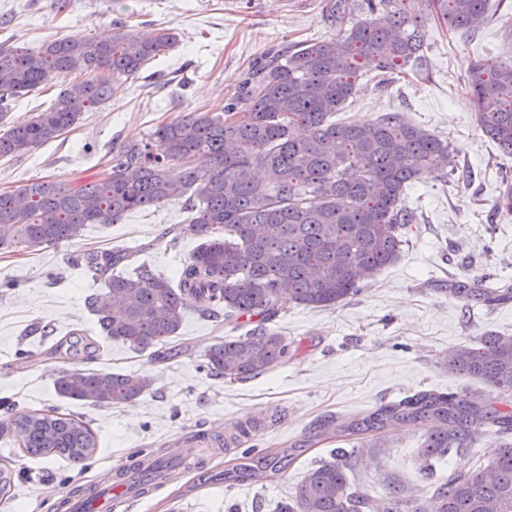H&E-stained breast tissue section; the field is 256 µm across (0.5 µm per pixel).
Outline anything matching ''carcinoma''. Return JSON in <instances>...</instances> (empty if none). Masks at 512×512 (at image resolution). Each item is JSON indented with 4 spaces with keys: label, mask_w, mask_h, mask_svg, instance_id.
I'll use <instances>...</instances> for the list:
<instances>
[{
    "label": "carcinoma",
    "mask_w": 512,
    "mask_h": 512,
    "mask_svg": "<svg viewBox=\"0 0 512 512\" xmlns=\"http://www.w3.org/2000/svg\"><path fill=\"white\" fill-rule=\"evenodd\" d=\"M488 0H428L448 29L478 32ZM362 14L364 18L354 20ZM330 17L341 35L266 52L215 114L189 112L112 154L110 172L80 187L35 181L0 192V249L36 248L79 239L88 224L109 225L141 208L187 196L194 216L178 229L203 239L177 281L133 254L110 250L83 255L104 289L87 298L102 337L143 351L176 335L188 307L211 318H256L245 333L213 344L206 354L215 375L244 382L287 363L298 348L267 323L288 300L331 309L370 286L395 264L416 211L406 189L432 170L457 175L448 139L396 113L365 122L332 117L355 95L364 64L381 77L426 65L424 19L419 0H333ZM177 33L159 28L143 36L116 24L96 38L62 36L37 49L0 43V127L16 99L67 76L80 81L62 90L31 120L0 130V159L28 153L62 136L92 106L112 98L143 68L176 46ZM469 92L485 135L512 156V61L487 59L470 70ZM180 169L172 173L173 167ZM497 215H512V183L493 202ZM232 233L229 241L217 230ZM495 302L512 293L486 276L471 288L452 285ZM448 369L479 381L486 394L512 391V337L488 333L478 346L448 352ZM67 398L93 406L131 403L152 381L131 373L73 369L56 382ZM426 422L418 448L427 461L460 454L489 425H512L485 401L457 393L417 392L374 410L336 433L363 435L386 426ZM15 429L32 457L90 459L96 439L90 424L55 408L8 411L0 434ZM248 424L212 436L220 448L237 447ZM350 456L303 476L279 512H512V443L487 463L462 466L423 492L424 501L392 484L374 495L347 475ZM181 463L155 458L139 469L153 486L173 478Z\"/></svg>",
    "instance_id": "obj_1"
}]
</instances>
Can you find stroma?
<instances>
[{
  "label": "stroma",
  "instance_id": "35a3bbf8",
  "mask_svg": "<svg viewBox=\"0 0 512 512\" xmlns=\"http://www.w3.org/2000/svg\"><path fill=\"white\" fill-rule=\"evenodd\" d=\"M329 2L70 0L59 13L53 0H0V42L16 47L35 48L66 35L97 37L116 21L144 35L159 28L179 35L178 45L147 64L144 77L119 97L91 107L57 140L1 160L0 191L41 179H100L127 140L145 137L186 112H220L271 47L338 34L326 19ZM487 10L489 20L474 37L450 32L429 17L427 73L399 75L384 84L374 67L365 66L352 102L337 113L340 122L403 113L410 123L448 138L470 184L462 190L437 173L424 174L406 192L420 222L396 264L336 308L284 305L272 327L301 347L288 364L245 382L212 376L204 354L234 332L224 320L193 309L169 339L174 356L166 361L153 350L99 336L86 299L101 284L79 257L124 249L136 262L175 277L200 241L188 233L173 249L158 241L191 219L184 201L132 212L106 226L86 225L74 242L0 251V401L81 415L97 442L92 459L72 463L26 456L18 435L0 437V469L12 474L0 512H55L45 498L46 485L69 491L100 484L137 449L173 459L184 448L200 449L201 455L196 470L175 475L131 512H277L301 477L332 461L339 447L352 452L351 481L379 493L391 483L425 489L450 468L490 459L502 443H512V430L489 428L462 456L434 461L428 475L417 456L426 424L370 432L368 452L357 449L356 439L341 442L328 431L419 391L478 390L477 381L449 372V350L490 331L512 336V299L490 305L449 291L456 281L474 282L488 273L499 287L512 289V216L489 217L502 179H512V156L502 154L478 126L467 88L476 61L512 54V37L505 33L512 27V0H489ZM74 333L95 340L93 359L52 355L55 344ZM75 367L144 375L153 389L119 407L74 401L59 394L55 380ZM258 415L271 423L246 445L281 454L282 470L271 478L253 477L258 460L242 462L239 450L205 449L209 434ZM244 463L250 467L245 474Z\"/></svg>",
  "mask_w": 512,
  "mask_h": 512
}]
</instances>
